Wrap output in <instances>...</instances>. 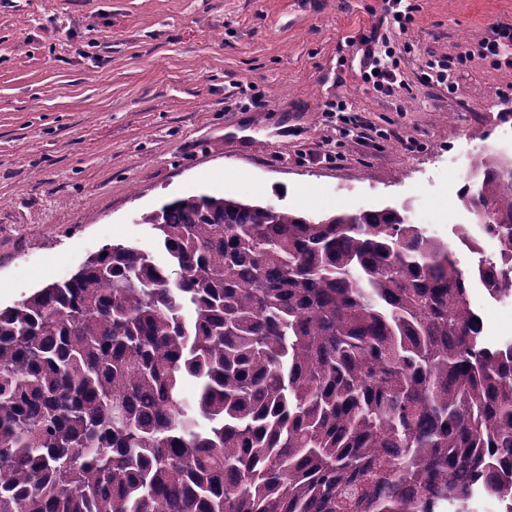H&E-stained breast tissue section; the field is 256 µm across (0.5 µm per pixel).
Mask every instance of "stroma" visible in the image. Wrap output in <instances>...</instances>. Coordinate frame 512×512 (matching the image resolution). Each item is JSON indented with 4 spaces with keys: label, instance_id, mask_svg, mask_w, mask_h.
<instances>
[{
    "label": "stroma",
    "instance_id": "1",
    "mask_svg": "<svg viewBox=\"0 0 512 512\" xmlns=\"http://www.w3.org/2000/svg\"><path fill=\"white\" fill-rule=\"evenodd\" d=\"M414 2L405 85L380 92L355 45L383 0H0V306L105 244L153 245L140 216L201 193L310 217L404 207L463 269L496 258L452 229L475 161L512 159V45L482 52L512 0ZM442 57L449 83L426 82ZM338 98L373 142L339 134ZM469 300L486 341L512 338V298Z\"/></svg>",
    "mask_w": 512,
    "mask_h": 512
}]
</instances>
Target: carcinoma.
Listing matches in <instances>:
<instances>
[{
	"instance_id": "obj_1",
	"label": "carcinoma",
	"mask_w": 512,
	"mask_h": 512,
	"mask_svg": "<svg viewBox=\"0 0 512 512\" xmlns=\"http://www.w3.org/2000/svg\"><path fill=\"white\" fill-rule=\"evenodd\" d=\"M474 171L471 273L402 210L200 195L141 216L164 258L0 309V512H512V342L468 299L512 294V159Z\"/></svg>"
}]
</instances>
